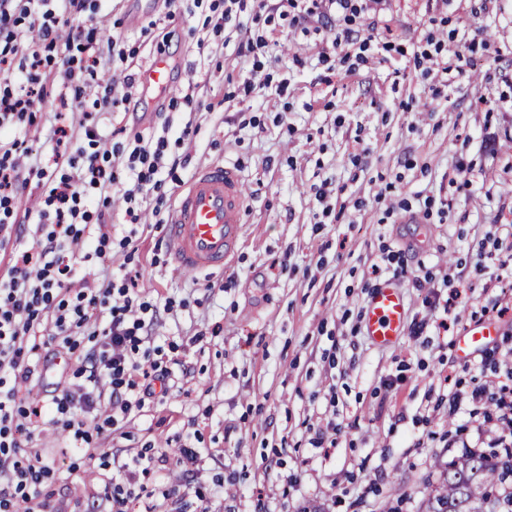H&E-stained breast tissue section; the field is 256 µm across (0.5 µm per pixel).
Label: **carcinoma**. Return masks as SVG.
<instances>
[{"mask_svg": "<svg viewBox=\"0 0 512 512\" xmlns=\"http://www.w3.org/2000/svg\"><path fill=\"white\" fill-rule=\"evenodd\" d=\"M438 467L426 512H512V453L464 451Z\"/></svg>", "mask_w": 512, "mask_h": 512, "instance_id": "cac0c4a2", "label": "carcinoma"}]
</instances>
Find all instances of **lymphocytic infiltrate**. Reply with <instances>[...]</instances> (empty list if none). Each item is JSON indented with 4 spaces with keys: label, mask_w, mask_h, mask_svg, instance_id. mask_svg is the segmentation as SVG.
Returning <instances> with one entry per match:
<instances>
[{
    "label": "lymphocytic infiltrate",
    "mask_w": 512,
    "mask_h": 512,
    "mask_svg": "<svg viewBox=\"0 0 512 512\" xmlns=\"http://www.w3.org/2000/svg\"><path fill=\"white\" fill-rule=\"evenodd\" d=\"M13 2L0 0V73L6 77L0 86V232L12 222L29 173L47 179L37 212L47 232L37 249L17 255L8 280L0 283V512H13L19 500L36 512H52L44 495L51 468L18 457L29 437L25 419H48L67 431L76 447L87 448L93 435L78 420V413L103 409V423L112 428L146 400L165 397L170 388L169 371L145 344L153 325L146 317L149 304L135 303L125 283L91 287L80 267L81 262L105 257L112 242L103 230L102 209L112 190H120L123 199L132 203L137 196L160 189L163 153L150 150L143 137H135L128 157L135 180L120 185L112 169V153L97 129L99 115L112 113L119 102L116 87L110 84L91 109L80 113L78 129H83L87 146L72 147L76 129L60 126L53 131L52 155L27 162L14 127L44 97L47 52L62 55V85L78 98L97 79L100 48L81 23L88 0H24L19 8ZM324 5V10L311 6L304 13L325 28L332 26L334 18L344 19L346 26L337 30L333 45L355 40L348 23L365 11L368 0H324ZM33 16L43 19L38 27L39 46L22 55L18 47L27 41L29 30L21 21ZM74 49L80 59L71 57ZM91 310L100 311L102 319L94 332L96 342L80 366L86 383L61 387L51 403L23 406L17 385L38 374L25 351L38 349L43 322L53 325L64 348L72 352L83 342L81 329ZM100 460L110 471L102 512H130L129 503L136 496L133 480L136 474L151 472L153 457L142 453L133 463L116 466L106 450Z\"/></svg>",
    "instance_id": "1"
}]
</instances>
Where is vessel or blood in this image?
<instances>
[{"instance_id":"1","label":"vessel or blood","mask_w":512,"mask_h":512,"mask_svg":"<svg viewBox=\"0 0 512 512\" xmlns=\"http://www.w3.org/2000/svg\"><path fill=\"white\" fill-rule=\"evenodd\" d=\"M140 104L152 106L171 89L167 59H154L138 77ZM251 199L236 168L213 165L196 173L181 193L167 224V244L176 270L206 273L223 269L245 238V214ZM404 294L399 279L391 278L373 291L364 313L367 336L378 345L395 342L402 334Z\"/></svg>"}]
</instances>
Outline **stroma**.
<instances>
[{
  "label": "stroma",
  "mask_w": 512,
  "mask_h": 512,
  "mask_svg": "<svg viewBox=\"0 0 512 512\" xmlns=\"http://www.w3.org/2000/svg\"><path fill=\"white\" fill-rule=\"evenodd\" d=\"M223 12L224 0H91L83 18L101 77L130 100L144 65L162 55L174 68L159 105H122L101 124L124 181L134 137L165 140L164 184L140 199L135 225L113 197L110 252L85 264L99 282L107 268L135 277L140 300L160 308L152 334L174 386L95 445L127 463L151 451L132 512H423L439 462L503 434L488 400L508 382L512 299L493 286L507 254L491 238L512 224V0H384L354 23L373 39L365 52L332 46V31L294 22L279 0ZM245 34L265 53L239 56ZM445 64L462 70L448 86ZM61 68L51 62L43 101L16 127L35 157L51 153V126L100 93L87 87L74 102ZM253 72L268 88L245 90ZM213 164L250 187L247 236L224 270H174L168 214ZM462 164L471 185L456 177ZM43 192L29 177L0 240V281L16 249L42 238L31 210ZM389 277L403 283L405 331L380 347L362 316ZM475 323L495 328L492 343L464 345ZM49 355L56 365L21 388L23 401H50L73 381L79 361L60 340L30 361ZM179 448L198 453L192 475L175 465ZM20 453L52 469L55 512H91L99 459L45 419Z\"/></svg>",
  "instance_id": "stroma-1"
}]
</instances>
